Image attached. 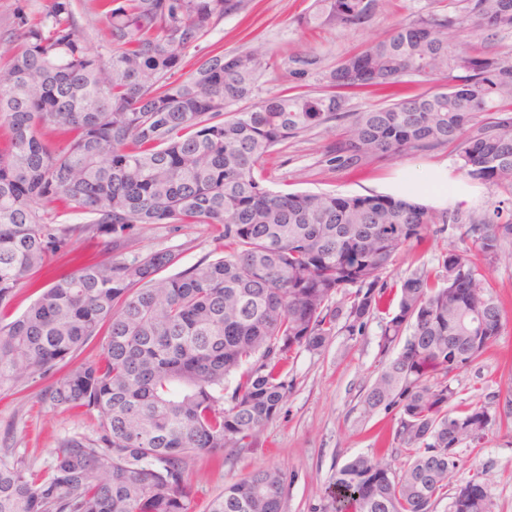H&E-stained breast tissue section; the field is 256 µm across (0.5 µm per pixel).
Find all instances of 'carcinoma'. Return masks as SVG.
<instances>
[{
	"label": "carcinoma",
	"mask_w": 512,
	"mask_h": 512,
	"mask_svg": "<svg viewBox=\"0 0 512 512\" xmlns=\"http://www.w3.org/2000/svg\"><path fill=\"white\" fill-rule=\"evenodd\" d=\"M448 0L344 56L315 95L271 94L250 107L273 53L201 47L246 0H51L19 13L20 43L0 62V391L46 379L108 326L98 358L47 385L51 408L98 414L95 436L59 441L42 474L0 455V512H191L189 461L253 447L288 394L298 348L316 351L340 319L353 336L381 312L382 275L431 224L456 225L486 264L512 246L510 207L463 219L407 195L280 193L262 177L278 145L323 127L327 162L357 168L436 147L458 151L473 182L512 190V57L472 42L512 33V0ZM378 0H312L304 26L359 30ZM103 23L92 47L77 15ZM197 52L194 68L184 57ZM405 77L432 90L361 112L345 89ZM81 231L109 236L111 262L38 274ZM139 224H214L224 255L174 274L173 250L118 256ZM382 348L402 343L362 401L398 415L408 457L359 454L334 474L332 512H432L456 474V448L496 421L484 405L452 412L453 373L502 328L486 268L449 250L438 267L395 283ZM22 288L37 294L19 316ZM342 299H337V296ZM284 477L258 470L224 487L206 512H283ZM451 512H491L486 472L455 487Z\"/></svg>",
	"instance_id": "obj_1"
}]
</instances>
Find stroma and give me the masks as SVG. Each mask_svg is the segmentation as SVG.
Listing matches in <instances>:
<instances>
[{
	"mask_svg": "<svg viewBox=\"0 0 512 512\" xmlns=\"http://www.w3.org/2000/svg\"><path fill=\"white\" fill-rule=\"evenodd\" d=\"M311 0H248L244 13L229 15L206 37V45L231 54L257 46L271 48L276 66L259 80L256 98L282 94H316L322 73L338 59L357 51L371 38L386 34L401 20L425 9H445L444 0H378L370 26L354 32L339 26L306 28L299 19ZM310 53L319 70L297 79L289 74L292 58ZM332 137L323 129L278 146L265 167L270 189L282 192H332L343 195H419L430 205L448 208L476 219L492 213L504 190L469 181L458 171L454 148L438 147L373 163L359 170L330 167L325 151ZM445 175L448 196L439 199L429 189L415 190L414 180ZM224 242L211 224H143L135 229L127 251L146 254L171 249L179 254V268L221 255ZM473 252L471 240L461 239L454 225L432 224L421 242L406 246L384 273L387 281L407 278L436 267L442 252ZM111 253L103 237L81 234L72 241L41 284L57 274L107 262ZM489 277L503 306V327L487 351L472 365L454 373V409L479 402L491 407L512 397V256L502 255L489 268ZM386 315L377 314L362 332L348 335L344 326L317 351L298 349L289 365V392L279 414L264 427L257 446L234 456L195 458L189 470L194 486L191 512H205L207 502L225 485L266 467L279 468L285 480L284 512H325L328 486L336 469L353 456L388 447L396 426L395 412L367 417L362 399L381 369L382 329ZM43 383H29L0 394V450L14 449L34 471L46 470L51 452L64 437L94 435L98 416L84 408H51L41 401ZM460 477L487 471L492 512H512V423H493L480 443L458 450Z\"/></svg>",
	"mask_w": 512,
	"mask_h": 512,
	"instance_id": "35a3bbf8",
	"label": "stroma"
}]
</instances>
